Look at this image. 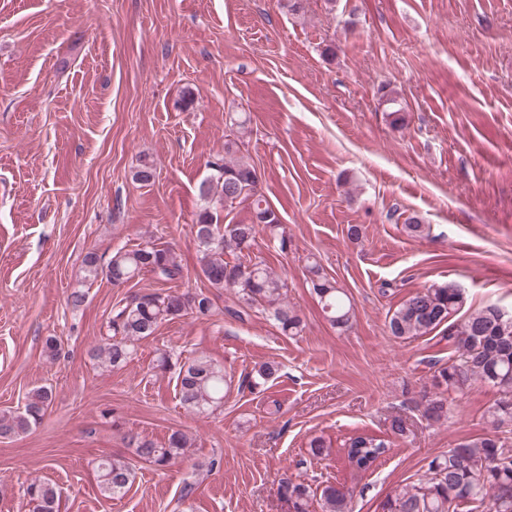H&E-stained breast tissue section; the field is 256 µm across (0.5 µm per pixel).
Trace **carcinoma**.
<instances>
[{"instance_id":"carcinoma-1","label":"carcinoma","mask_w":512,"mask_h":512,"mask_svg":"<svg viewBox=\"0 0 512 512\" xmlns=\"http://www.w3.org/2000/svg\"><path fill=\"white\" fill-rule=\"evenodd\" d=\"M237 136L225 139L224 158L211 163L212 174L199 184L200 198L218 199L229 209L236 202L251 203L248 224H223L216 209L203 208L193 225L202 253V273L211 287L235 290L244 310L269 314L286 336H298L303 321L286 301L287 283L264 261L251 257L257 236L268 233L279 238L280 250L288 249V235L279 215L258 192L256 169L232 154L240 150L245 122H235ZM230 258H224V255ZM85 278L102 276L114 286L127 285L144 274L169 284L183 278V267L168 244L147 241L112 251L103 263L94 252L83 260ZM312 291L329 324L340 330L350 327L354 306L344 289L316 265L312 266ZM465 303L461 288L453 283L432 284L409 293L387 314L390 336L407 340L430 334L449 324L448 342L454 354L443 364H434L431 384L437 392L421 401L422 416L431 422L448 418L447 392H464L475 380L497 389L500 398L486 412L490 431L459 444L443 457L433 459L423 478L397 486L381 503V512H512V331L504 333L503 309L488 305L474 310L458 322ZM214 299L203 289L180 292L172 289L137 291L121 300L108 318V334L90 349L101 365L118 368L133 359L137 344L154 336L165 322L192 314L198 318L214 315ZM154 368L175 370L180 404L188 411L204 414L224 404V369L205 355L172 362L168 352L155 360ZM52 402V391L44 386L30 390L24 407L0 413V437L27 434L39 426ZM126 447L142 462L163 470L191 447L188 435L171 432L159 445L138 433L123 434ZM347 457L359 469H366L385 452L387 443L362 433L345 442ZM97 486L102 496H123L134 479L132 465L120 458L103 456L95 462ZM279 494L292 504L294 512H309L317 501L321 512H350V493L332 483L314 488L303 480L280 484ZM24 496L32 512H59L60 493L46 479L31 480Z\"/></svg>"}]
</instances>
